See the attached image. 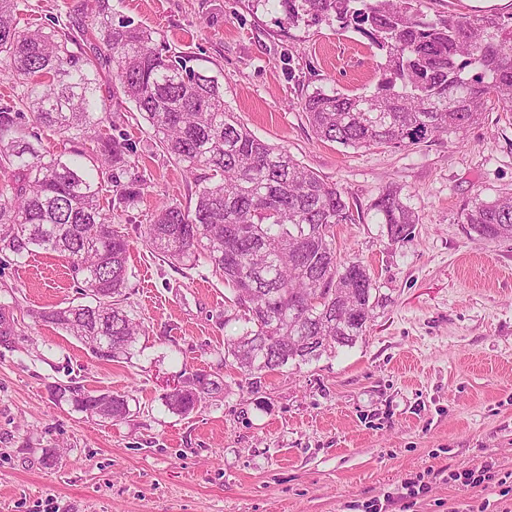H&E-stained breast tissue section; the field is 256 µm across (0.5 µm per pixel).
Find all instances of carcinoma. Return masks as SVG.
Segmentation results:
<instances>
[{
  "instance_id": "1",
  "label": "carcinoma",
  "mask_w": 512,
  "mask_h": 512,
  "mask_svg": "<svg viewBox=\"0 0 512 512\" xmlns=\"http://www.w3.org/2000/svg\"><path fill=\"white\" fill-rule=\"evenodd\" d=\"M271 1L309 26L334 18L381 52L373 92L320 88L301 102L322 140L353 149L420 145L465 131L491 102L512 106V13L431 18L421 0H263ZM20 22L19 0H0V73L22 88L18 103L28 107H0V251L63 258L84 301L27 314L112 361L128 354L141 332L122 308L130 244L112 225V211L134 202L146 180L120 181L126 147L106 132L108 107L97 97L103 77L71 50L72 29ZM91 30L106 50L108 78L134 103L162 152L198 185L194 206L156 207L144 243L173 266L205 259L231 289L246 324L224 339L236 368L260 375L353 345L373 318L377 288L361 262L337 260L333 226L357 222L343 192L255 137L197 58L150 28L114 24L109 0H97ZM30 125L56 131L69 147L58 155L37 151L27 141ZM371 210L390 241L411 237L416 216L400 190L385 189ZM461 223L480 241L512 240V193L476 200ZM15 336V319L0 304V345L14 344ZM90 336L112 337L110 353L89 346ZM217 390L218 382L196 372L166 404L188 414ZM56 394L82 412L94 402L104 418L126 414L123 395L73 384Z\"/></svg>"
}]
</instances>
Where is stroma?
<instances>
[{
	"mask_svg": "<svg viewBox=\"0 0 512 512\" xmlns=\"http://www.w3.org/2000/svg\"><path fill=\"white\" fill-rule=\"evenodd\" d=\"M23 21L91 20L94 0H19ZM112 19L157 31L224 86V103L261 140L335 184L361 220L333 228L341 261L372 272L379 303L366 331L306 364L248 377L224 356L244 322L203 261L153 258L143 234L158 202H194L122 94L107 97L127 143L121 182L147 184L113 211L129 239L124 308L144 332L129 358L92 357L64 331L22 319L0 345V512H512V241H478L460 221L474 199L512 193V109L409 147L352 149L318 139L300 107L316 88H372L378 50L334 21L290 24L263 0H110ZM429 15L512 12V0H422ZM400 188L418 222L389 241L369 208ZM65 264L0 252V304L13 314L78 302ZM206 371L221 389L169 410L173 384ZM126 395L119 420L78 411L54 386ZM494 465L460 489L450 473ZM427 491L401 499L407 479Z\"/></svg>",
	"mask_w": 512,
	"mask_h": 512,
	"instance_id": "35a3bbf8",
	"label": "stroma"
}]
</instances>
